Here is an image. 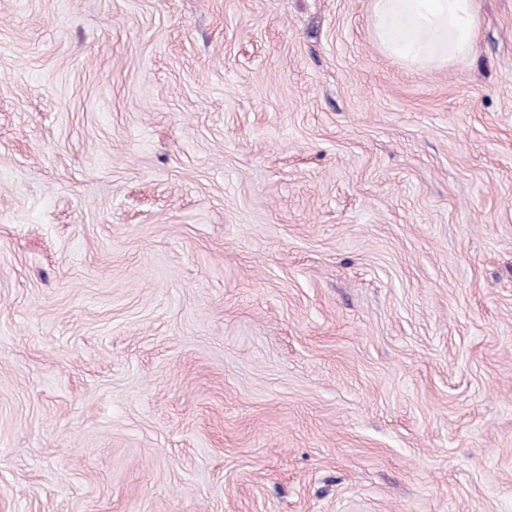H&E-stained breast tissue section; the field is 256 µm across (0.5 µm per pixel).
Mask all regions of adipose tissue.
Segmentation results:
<instances>
[{
  "label": "adipose tissue",
  "instance_id": "1",
  "mask_svg": "<svg viewBox=\"0 0 512 512\" xmlns=\"http://www.w3.org/2000/svg\"><path fill=\"white\" fill-rule=\"evenodd\" d=\"M372 28L389 55L440 68L468 54L476 35L474 0H374Z\"/></svg>",
  "mask_w": 512,
  "mask_h": 512
}]
</instances>
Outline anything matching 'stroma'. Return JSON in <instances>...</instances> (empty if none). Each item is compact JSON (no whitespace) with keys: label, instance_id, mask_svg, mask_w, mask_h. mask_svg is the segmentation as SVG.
Segmentation results:
<instances>
[{"label":"stroma","instance_id":"35a3bbf8","mask_svg":"<svg viewBox=\"0 0 512 512\" xmlns=\"http://www.w3.org/2000/svg\"><path fill=\"white\" fill-rule=\"evenodd\" d=\"M0 0V512H512V0ZM372 28L391 56L441 68L468 54L476 35L474 0H373Z\"/></svg>","mask_w":512,"mask_h":512}]
</instances>
